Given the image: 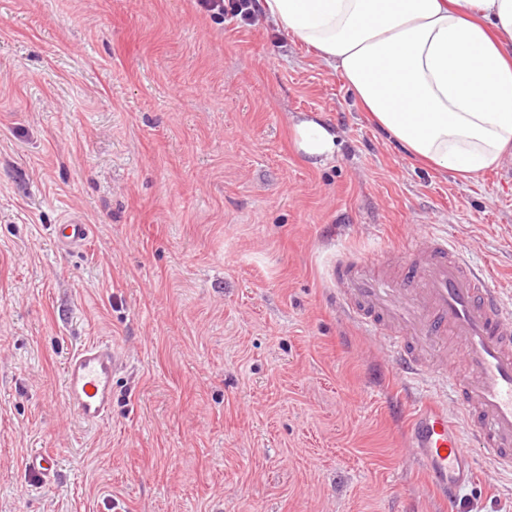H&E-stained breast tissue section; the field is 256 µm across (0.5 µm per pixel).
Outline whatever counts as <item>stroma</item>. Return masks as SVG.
<instances>
[{
  "instance_id": "35a3bbf8",
  "label": "stroma",
  "mask_w": 512,
  "mask_h": 512,
  "mask_svg": "<svg viewBox=\"0 0 512 512\" xmlns=\"http://www.w3.org/2000/svg\"><path fill=\"white\" fill-rule=\"evenodd\" d=\"M337 135L298 153L294 118ZM83 248L49 236L69 216ZM437 230L512 300V161L463 183L407 157L339 74L194 0H0V512H512L484 459L437 501L395 372L336 309L337 254ZM115 343L88 428L62 371ZM57 454L53 481L24 469ZM90 224H84L78 216L67 217L62 224H55L53 236L56 246L68 252L82 246L89 238Z\"/></svg>"
}]
</instances>
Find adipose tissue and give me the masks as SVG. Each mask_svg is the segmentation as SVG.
Here are the masks:
<instances>
[{
    "mask_svg": "<svg viewBox=\"0 0 512 512\" xmlns=\"http://www.w3.org/2000/svg\"><path fill=\"white\" fill-rule=\"evenodd\" d=\"M261 17L340 74L413 160L466 181L512 158V0H257ZM299 152L336 150L327 124L292 126Z\"/></svg>",
    "mask_w": 512,
    "mask_h": 512,
    "instance_id": "ef3b65f1",
    "label": "adipose tissue"
}]
</instances>
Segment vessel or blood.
Segmentation results:
<instances>
[{"instance_id":"b4317fda","label":"vessel or blood","mask_w":512,"mask_h":512,"mask_svg":"<svg viewBox=\"0 0 512 512\" xmlns=\"http://www.w3.org/2000/svg\"><path fill=\"white\" fill-rule=\"evenodd\" d=\"M89 235V225L76 216L53 229L64 252ZM402 254L400 276L376 270L374 258L343 254L330 278L341 312L386 347L400 375L435 377L448 386L455 413L428 397L410 413L407 442L430 487L452 502L475 481V455L512 470V304L446 236L428 232L409 241ZM120 367L117 347L103 340L69 355L63 392L79 421L93 426L111 415L112 381ZM25 467L48 480L56 460L36 451Z\"/></svg>"}]
</instances>
